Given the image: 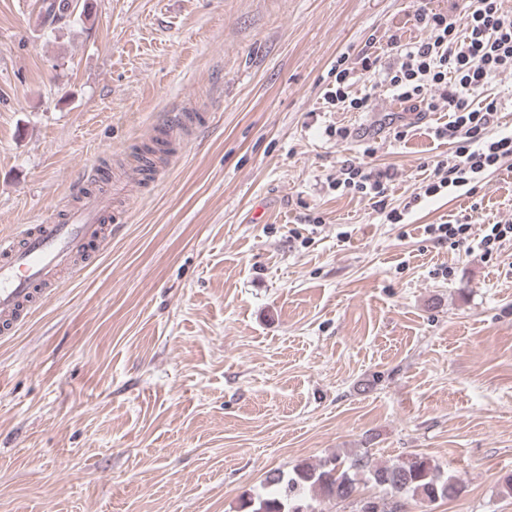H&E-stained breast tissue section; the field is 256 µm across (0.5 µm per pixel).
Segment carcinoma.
<instances>
[{"label": "carcinoma", "instance_id": "1", "mask_svg": "<svg viewBox=\"0 0 512 512\" xmlns=\"http://www.w3.org/2000/svg\"><path fill=\"white\" fill-rule=\"evenodd\" d=\"M73 14L70 0H42L40 17L59 22ZM170 142L158 137L134 158L153 163L151 156L166 153ZM382 488L385 497L376 501H359L354 512H398L396 501L409 499L434 503L451 499L459 483L453 476H443L441 467L431 459L415 454L390 465L372 461L366 453L357 454L349 462L334 456L316 464L302 463L287 473L272 472L264 484L266 491L242 504L243 512H319L320 499L343 502L350 499L360 478Z\"/></svg>", "mask_w": 512, "mask_h": 512}]
</instances>
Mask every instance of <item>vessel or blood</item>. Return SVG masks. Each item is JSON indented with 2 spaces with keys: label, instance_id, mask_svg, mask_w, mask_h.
<instances>
[{
  "label": "vessel or blood",
  "instance_id": "1",
  "mask_svg": "<svg viewBox=\"0 0 512 512\" xmlns=\"http://www.w3.org/2000/svg\"><path fill=\"white\" fill-rule=\"evenodd\" d=\"M106 213L103 194L78 191L63 217L0 236L1 334L17 329L27 305L106 233Z\"/></svg>",
  "mask_w": 512,
  "mask_h": 512
}]
</instances>
